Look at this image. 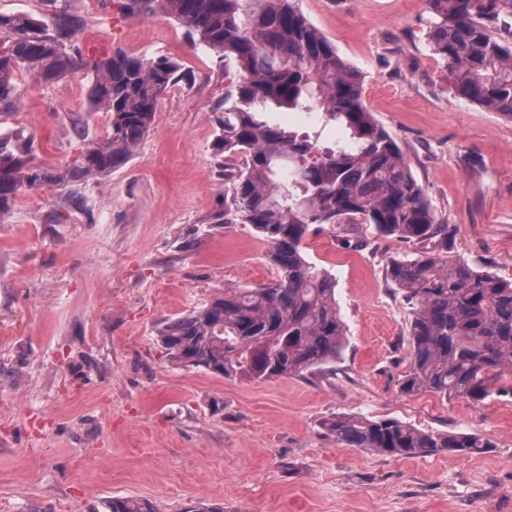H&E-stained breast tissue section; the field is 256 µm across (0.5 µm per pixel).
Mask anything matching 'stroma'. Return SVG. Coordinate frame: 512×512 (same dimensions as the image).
<instances>
[{"label": "stroma", "instance_id": "obj_1", "mask_svg": "<svg viewBox=\"0 0 512 512\" xmlns=\"http://www.w3.org/2000/svg\"><path fill=\"white\" fill-rule=\"evenodd\" d=\"M364 75L368 109L403 148L448 254L512 279V121L455 96L429 44L425 0H297ZM86 19L85 57L120 49L171 57L183 76L160 97L138 150L105 177L19 195L0 220V512H99L113 497L186 512H512V395L475 403L408 397L412 308L386 281L411 244L367 224L311 226L310 262L336 280L347 340L333 371L226 378L172 365L164 323L219 290L275 278L267 243L232 205L213 116L238 73L191 43L166 12L123 0H69ZM87 72L18 78L0 134L32 138L33 161L75 164L103 138ZM272 124L343 131L320 113L271 111ZM366 239L362 250L341 239ZM340 415L396 418L491 445L467 456L396 458L339 444Z\"/></svg>", "mask_w": 512, "mask_h": 512}]
</instances>
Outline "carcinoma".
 <instances>
[{"instance_id": "cac0c4a2", "label": "carcinoma", "mask_w": 512, "mask_h": 512, "mask_svg": "<svg viewBox=\"0 0 512 512\" xmlns=\"http://www.w3.org/2000/svg\"><path fill=\"white\" fill-rule=\"evenodd\" d=\"M431 49L446 65L457 95L512 120V0H426ZM124 11H166L188 35L239 73L214 116V150L241 161L227 174L231 205L269 246L277 279L226 288L206 305L157 329L168 359L225 377H301L339 357L346 336L336 283L309 262L303 242L314 224H371L382 235L425 249L394 258L387 280L412 305L409 367L399 391L481 402L512 372V281L448 253L439 224L396 140L363 100L361 72L342 58L299 11L295 0H125ZM84 17L68 7L50 19L1 13L0 111L19 102L16 76L40 81L72 71L91 75L87 103L109 114L107 135L73 166L31 163L32 139L0 135V219L20 193L104 176L120 167L149 132L160 94L178 61L149 60L118 49L93 59L78 45ZM277 108L318 110L346 141L322 145L306 132L270 124ZM336 441L391 457L446 450L472 454L491 443L474 434L427 432L395 418L342 415L328 423ZM102 512H155L131 497L102 502Z\"/></svg>"}]
</instances>
